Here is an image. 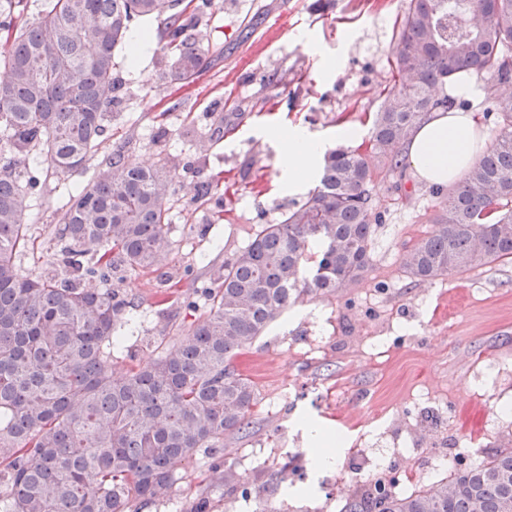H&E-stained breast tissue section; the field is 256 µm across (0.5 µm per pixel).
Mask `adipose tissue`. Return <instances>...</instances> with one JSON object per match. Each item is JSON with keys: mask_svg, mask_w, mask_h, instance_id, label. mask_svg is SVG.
Returning a JSON list of instances; mask_svg holds the SVG:
<instances>
[{"mask_svg": "<svg viewBox=\"0 0 512 512\" xmlns=\"http://www.w3.org/2000/svg\"><path fill=\"white\" fill-rule=\"evenodd\" d=\"M268 135L282 149L281 183L289 192L311 188L324 152L322 139L298 126L277 127ZM484 146L472 113L454 109L430 113L403 145V154L417 181L445 187L476 161Z\"/></svg>", "mask_w": 512, "mask_h": 512, "instance_id": "1", "label": "adipose tissue"}]
</instances>
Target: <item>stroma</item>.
Here are the masks:
<instances>
[{
	"mask_svg": "<svg viewBox=\"0 0 512 512\" xmlns=\"http://www.w3.org/2000/svg\"><path fill=\"white\" fill-rule=\"evenodd\" d=\"M408 0H215L197 39L203 71L187 85L159 78L154 52L120 64L125 101L108 138L84 171L57 179L30 162L39 183L26 216L28 250L19 262L40 274L56 251L51 229L71 192L122 150L172 181L175 242L169 266L179 297L160 316L165 287L152 272L117 273L113 287L136 305L113 352L116 374L151 363L165 345L186 340L201 314L203 288L260 225L306 202L280 187L274 126L300 125L335 147L347 125L359 141L398 79L394 48ZM287 84L276 96L269 80ZM371 206L380 213L371 261L362 277L333 296H305L288 308L236 361L256 384L248 428L224 438V482L206 489L209 460L181 466L171 500L142 512H191L208 492L210 512H340L368 487L369 447L410 451L418 469L454 455L461 440L483 436L486 452L512 446V263L420 281L403 268L406 245L432 228L437 199L410 173L371 160ZM211 183L208 201L194 185ZM174 332H167V325ZM501 367L491 389L474 386L486 363ZM343 440L334 463L314 465L312 428Z\"/></svg>",
	"mask_w": 512,
	"mask_h": 512,
	"instance_id": "obj_1",
	"label": "stroma"
}]
</instances>
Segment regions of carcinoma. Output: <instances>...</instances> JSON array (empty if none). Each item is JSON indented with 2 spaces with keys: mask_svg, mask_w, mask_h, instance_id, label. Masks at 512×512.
Instances as JSON below:
<instances>
[{
  "mask_svg": "<svg viewBox=\"0 0 512 512\" xmlns=\"http://www.w3.org/2000/svg\"><path fill=\"white\" fill-rule=\"evenodd\" d=\"M13 0L0 11V512H133L168 498L200 453L224 467V435L249 425L254 384L235 359L288 306L356 282L381 215L373 172L399 166L427 113L447 110L449 85L475 74L512 85V0H409L394 50L401 75L371 120L368 142L322 160L319 184L277 224H264L203 289L186 345L112 376L118 329L133 304L116 270L160 272L172 252V186L121 151L69 195L52 229L51 268L17 264L25 246L33 157L61 180L107 139L125 97L115 54L133 22L156 20L172 84L204 66L195 30L213 0ZM503 127L492 147L439 198L432 230L408 248L412 277L512 261V93L492 100ZM340 512H512V447L409 494L377 488Z\"/></svg>",
  "mask_w": 512,
  "mask_h": 512,
  "instance_id": "obj_1",
  "label": "carcinoma"
}]
</instances>
